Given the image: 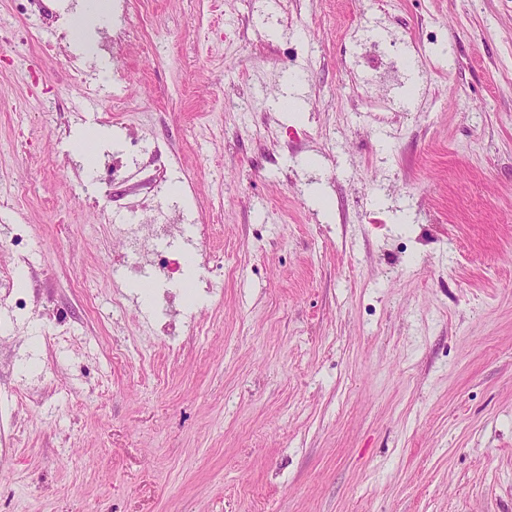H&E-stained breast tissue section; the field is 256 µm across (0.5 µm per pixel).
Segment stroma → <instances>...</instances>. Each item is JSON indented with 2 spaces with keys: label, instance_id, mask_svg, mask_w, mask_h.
I'll use <instances>...</instances> for the list:
<instances>
[{
  "label": "stroma",
  "instance_id": "stroma-1",
  "mask_svg": "<svg viewBox=\"0 0 512 512\" xmlns=\"http://www.w3.org/2000/svg\"><path fill=\"white\" fill-rule=\"evenodd\" d=\"M90 5L0 0V512H512V0Z\"/></svg>",
  "mask_w": 512,
  "mask_h": 512
}]
</instances>
